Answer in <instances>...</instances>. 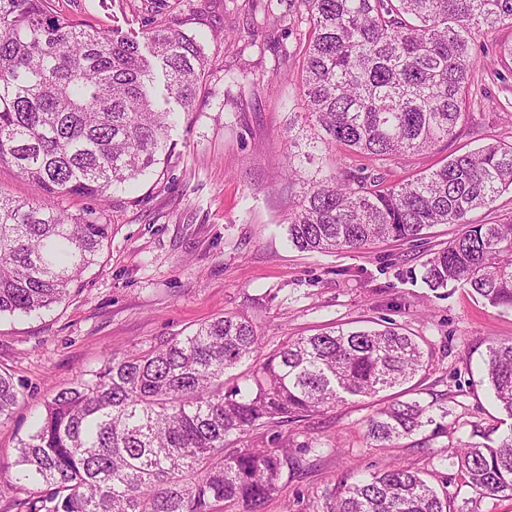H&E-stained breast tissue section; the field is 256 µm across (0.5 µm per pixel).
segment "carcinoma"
<instances>
[{
    "instance_id": "1",
    "label": "carcinoma",
    "mask_w": 512,
    "mask_h": 512,
    "mask_svg": "<svg viewBox=\"0 0 512 512\" xmlns=\"http://www.w3.org/2000/svg\"><path fill=\"white\" fill-rule=\"evenodd\" d=\"M51 0H0V166L43 191L30 202L0 193V317L65 300L98 263L108 225L95 207L72 214L66 196L106 202L171 153L176 116L195 110L206 59L196 36L169 23L142 32L93 29L53 12ZM307 26L304 123L290 127L288 177L302 183L288 242L301 251L362 250L414 241L436 224H467L512 191V143L494 141L391 184L344 163L352 152L386 161L433 151L459 136L484 99L475 84L477 39L512 28V0H289L274 18ZM163 99L156 101L158 78ZM333 168L305 178L313 152ZM439 289L467 288L512 308V220L468 224L424 264ZM247 383L224 376L249 361ZM430 365L416 337L389 322L333 327L261 353L244 315L226 313L150 350L104 356L102 366L56 391L20 441L14 480L26 512H257L283 491L288 448H234L292 417L371 398L410 383ZM485 374L512 418V342L489 350ZM19 401L0 373V424ZM435 422L434 405L396 401L375 411L367 437L379 448ZM469 486L512 493V428L455 450ZM314 512H449L448 496L409 466L340 481Z\"/></svg>"
}]
</instances>
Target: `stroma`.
Returning a JSON list of instances; mask_svg holds the SVG:
<instances>
[{
    "label": "stroma",
    "mask_w": 512,
    "mask_h": 512,
    "mask_svg": "<svg viewBox=\"0 0 512 512\" xmlns=\"http://www.w3.org/2000/svg\"><path fill=\"white\" fill-rule=\"evenodd\" d=\"M54 12L131 35L174 23L201 36L209 70L196 112L170 132L166 163L137 186L113 191L104 207L108 238L97 265L63 303L0 317V372L19 392L0 425V512H24L11 466L16 447L57 389L100 368L104 355L148 349L227 313L253 319L264 352L324 329L369 328L388 321L420 336L432 364L412 390L352 398L289 420L242 445L292 442L298 461L283 492L260 512H312L333 482L405 465L448 496L450 512H512V497H485L466 485L452 456L474 436L497 438L512 418L496 404L485 376L491 347L512 341V310L476 300L468 289L428 288L421 279L433 252L465 232L437 224L415 242H380L363 251L302 252L287 241L288 212L299 201L288 183V126L302 110L295 35L274 25L269 0H51ZM485 104L464 133L438 150L396 161L347 156L351 168L388 182L439 166L447 156L492 140L512 142V84L494 46L476 51ZM242 84L228 83L230 73ZM418 398L448 410L441 428L379 448L367 420L385 405ZM316 455H309V448Z\"/></svg>",
    "instance_id": "obj_1"
}]
</instances>
